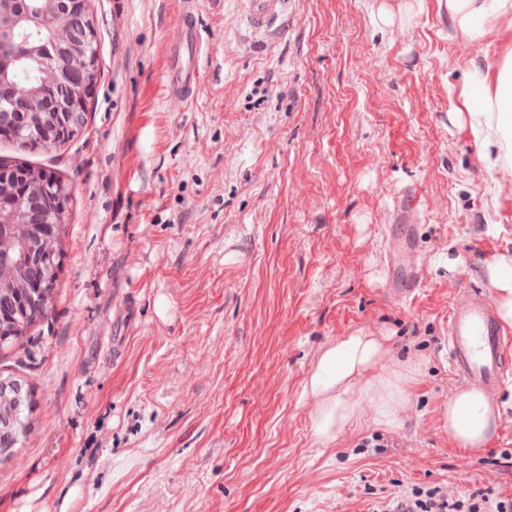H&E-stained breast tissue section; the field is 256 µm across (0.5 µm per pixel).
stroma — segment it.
Listing matches in <instances>:
<instances>
[{"mask_svg":"<svg viewBox=\"0 0 512 512\" xmlns=\"http://www.w3.org/2000/svg\"><path fill=\"white\" fill-rule=\"evenodd\" d=\"M240 0H92L84 126L0 162L68 190L53 302L0 347L32 398L0 461V512H372L412 487L512 494V382L484 448L440 411L448 308L512 258V166L487 169L462 92L512 30L462 37L448 0H288L266 46ZM191 13L197 83L173 69ZM412 204L401 222V200ZM421 274L396 295L391 263ZM364 331L411 366L399 423L330 443L303 393Z\"/></svg>","mask_w":512,"mask_h":512,"instance_id":"1","label":"stroma"}]
</instances>
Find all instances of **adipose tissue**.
Returning a JSON list of instances; mask_svg holds the SVG:
<instances>
[{
  "instance_id": "ef3b65f1",
  "label": "adipose tissue",
  "mask_w": 512,
  "mask_h": 512,
  "mask_svg": "<svg viewBox=\"0 0 512 512\" xmlns=\"http://www.w3.org/2000/svg\"><path fill=\"white\" fill-rule=\"evenodd\" d=\"M466 38L482 41L492 21L512 24V0H448ZM476 100L470 123L482 138V160L488 169L501 166V144L512 142V53L506 55L493 79H482L465 93ZM387 349L370 334L357 331L336 339L320 355L304 383L316 405L313 431L330 443L364 413L374 423L396 425L408 404V372L387 369ZM500 412L481 390L458 389L448 396L441 419L456 447H485L496 434Z\"/></svg>"
}]
</instances>
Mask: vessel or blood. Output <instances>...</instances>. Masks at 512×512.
Segmentation results:
<instances>
[{
    "instance_id": "obj_1",
    "label": "vessel or blood",
    "mask_w": 512,
    "mask_h": 512,
    "mask_svg": "<svg viewBox=\"0 0 512 512\" xmlns=\"http://www.w3.org/2000/svg\"><path fill=\"white\" fill-rule=\"evenodd\" d=\"M239 24L269 35L285 10L286 0H240ZM448 367L458 380L493 395L512 377V340L505 338L486 295L469 289L448 311Z\"/></svg>"
}]
</instances>
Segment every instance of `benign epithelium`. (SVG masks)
Here are the masks:
<instances>
[{
	"label": "benign epithelium",
	"instance_id": "7a95c632",
	"mask_svg": "<svg viewBox=\"0 0 512 512\" xmlns=\"http://www.w3.org/2000/svg\"><path fill=\"white\" fill-rule=\"evenodd\" d=\"M89 0H0V137L23 148L57 147L84 124L98 80L97 33ZM64 184L30 167L0 165V342L19 338L52 304ZM32 402L11 377L0 379V433L17 440L16 417Z\"/></svg>",
	"mask_w": 512,
	"mask_h": 512
}]
</instances>
